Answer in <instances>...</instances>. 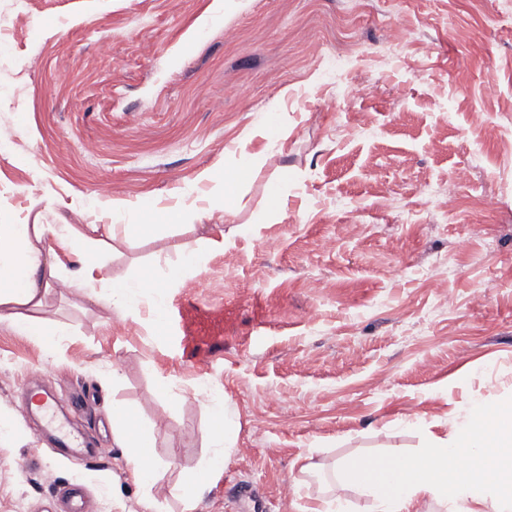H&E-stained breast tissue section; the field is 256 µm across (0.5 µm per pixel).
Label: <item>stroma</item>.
I'll return each mask as SVG.
<instances>
[{"label": "stroma", "mask_w": 512, "mask_h": 512, "mask_svg": "<svg viewBox=\"0 0 512 512\" xmlns=\"http://www.w3.org/2000/svg\"><path fill=\"white\" fill-rule=\"evenodd\" d=\"M214 2L0 0V224L98 225L99 288L201 255L163 324L79 288L33 312L59 336L0 323V512H63L73 484L85 512H150L100 423L116 402L170 490L224 395L237 446L195 512H307L335 464L512 403V0ZM269 113L286 140L259 133ZM244 152L261 163L238 185ZM180 203L190 223H168ZM35 388L104 455L58 448L21 411Z\"/></svg>", "instance_id": "1"}]
</instances>
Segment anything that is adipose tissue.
Segmentation results:
<instances>
[{"label":"adipose tissue","mask_w":512,"mask_h":512,"mask_svg":"<svg viewBox=\"0 0 512 512\" xmlns=\"http://www.w3.org/2000/svg\"><path fill=\"white\" fill-rule=\"evenodd\" d=\"M52 231L48 224H0V322L25 335L38 333L39 328L22 315V308H41L59 282L76 284L75 279H63L48 257L45 242ZM195 261V253L190 252L160 281L115 280L105 288L86 289L85 295L91 303L109 305L124 317L152 295L156 284L172 285ZM208 410L213 451L200 475L178 489L183 512H194L206 489L204 474L218 470L236 445L223 397L212 396ZM481 411L493 419L489 428L462 427L451 438L434 439L414 456H366L339 466L341 487H355L370 496L375 512H420L421 505L432 499L449 504V512H512V406L485 405ZM112 439L127 449V463L137 479L154 487L152 435L118 404L112 407Z\"/></svg>","instance_id":"obj_1"}]
</instances>
